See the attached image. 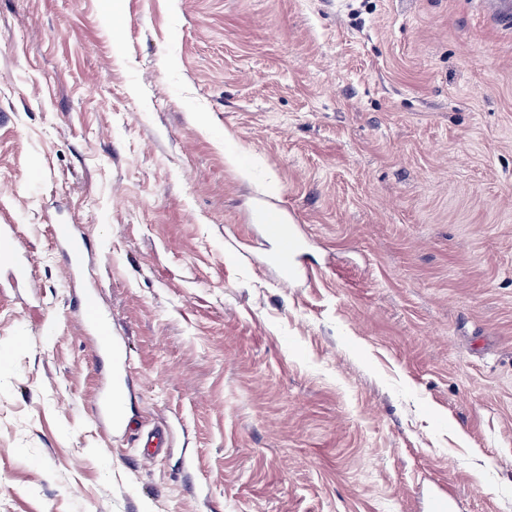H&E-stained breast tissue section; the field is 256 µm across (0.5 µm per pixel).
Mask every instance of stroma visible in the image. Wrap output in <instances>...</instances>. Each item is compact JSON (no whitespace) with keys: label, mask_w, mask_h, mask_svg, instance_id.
<instances>
[{"label":"stroma","mask_w":512,"mask_h":512,"mask_svg":"<svg viewBox=\"0 0 512 512\" xmlns=\"http://www.w3.org/2000/svg\"><path fill=\"white\" fill-rule=\"evenodd\" d=\"M0 224L41 293L0 290V512H512V31L475 0H0ZM254 223L262 225L266 233L279 241L280 249L272 262L279 268L283 282L288 283L297 275L293 256L300 249L299 238L290 232L288 224H278L273 214L265 208H258L253 215ZM53 245L72 256L69 266V278L74 284L81 282L88 256L83 248L84 237L73 224L51 225ZM98 285L81 289L82 300L85 308V327L97 337L98 348L101 349L113 367L110 379L103 385L97 398L98 420L112 433L124 429L125 420L112 413V407L121 415L128 411L125 394L120 389L112 391L114 387L123 384V372L126 366V352L122 345L113 341L111 332L104 327V315L97 302ZM112 393V401H111Z\"/></svg>","instance_id":"stroma-1"}]
</instances>
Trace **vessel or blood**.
I'll return each mask as SVG.
<instances>
[{
  "label": "vessel or blood",
  "mask_w": 512,
  "mask_h": 512,
  "mask_svg": "<svg viewBox=\"0 0 512 512\" xmlns=\"http://www.w3.org/2000/svg\"><path fill=\"white\" fill-rule=\"evenodd\" d=\"M253 220L262 225L266 233L278 240L280 249L273 262L279 268L283 280H293L297 270L293 258L300 249L299 238L290 232L287 225L275 223L273 215L264 208L256 209ZM15 227L11 224H0V246L9 252L7 266L14 283L27 287H35L36 282L31 274V260L27 253L17 252L15 246ZM52 242L57 249L71 255L69 278L72 283L80 284L84 276V267L88 258L83 248L84 237L75 225L57 224L53 227ZM97 287H82L81 295L85 308V326L97 337V345L108 358L113 371L110 379L103 385L97 398L98 419L109 431H122L125 422L112 412L111 393L113 388L123 383V372L126 366V352L122 345L113 341L111 332L104 326V315L97 302Z\"/></svg>",
  "instance_id": "obj_1"
}]
</instances>
